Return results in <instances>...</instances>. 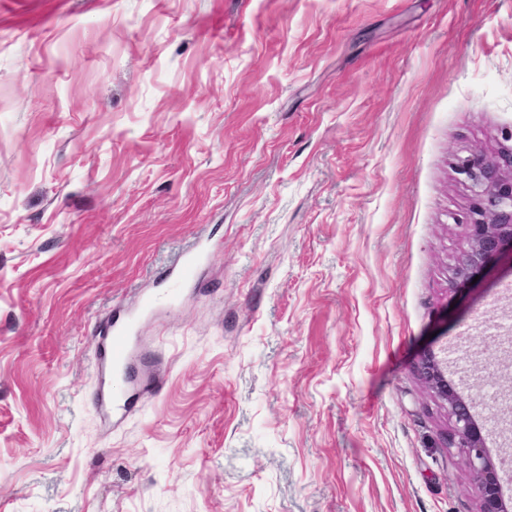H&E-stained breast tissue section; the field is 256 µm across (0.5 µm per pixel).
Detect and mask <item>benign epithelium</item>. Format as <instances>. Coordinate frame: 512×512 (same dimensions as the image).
I'll list each match as a JSON object with an SVG mask.
<instances>
[{
  "label": "benign epithelium",
  "mask_w": 512,
  "mask_h": 512,
  "mask_svg": "<svg viewBox=\"0 0 512 512\" xmlns=\"http://www.w3.org/2000/svg\"><path fill=\"white\" fill-rule=\"evenodd\" d=\"M494 157L474 152L458 163L469 182L474 207L466 223L470 250L458 268L456 286L480 274L505 253L512 255V132L504 135ZM419 373L430 391L448 405L453 420V445L475 474L480 492L479 512H505L498 467L491 459L476 416V399L463 397L448 380L447 370L432 353L424 356Z\"/></svg>",
  "instance_id": "7a95c632"
}]
</instances>
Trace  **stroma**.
Listing matches in <instances>:
<instances>
[{
  "label": "stroma",
  "instance_id": "obj_1",
  "mask_svg": "<svg viewBox=\"0 0 512 512\" xmlns=\"http://www.w3.org/2000/svg\"><path fill=\"white\" fill-rule=\"evenodd\" d=\"M512 129V0H0V512H479L512 259L456 290L460 158ZM164 384L92 405L98 322ZM202 241V239L196 240L181 253L175 264V268L179 270V273L173 280L170 288H166L165 292L160 296L147 297L144 301V307L159 304L169 305L175 300L179 290L177 287L180 282L201 263L204 255ZM419 373L435 397L448 405L453 420L452 448H459L477 478L479 512H505L498 467L487 451L482 428L476 420V399L465 398L456 391L448 380L447 370L433 353L424 356L419 365Z\"/></svg>",
  "mask_w": 512,
  "mask_h": 512
}]
</instances>
